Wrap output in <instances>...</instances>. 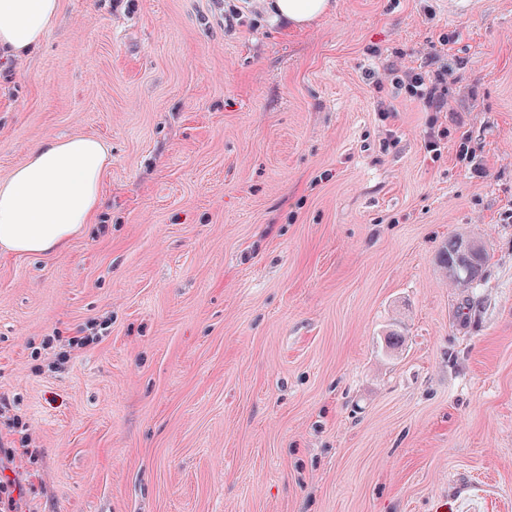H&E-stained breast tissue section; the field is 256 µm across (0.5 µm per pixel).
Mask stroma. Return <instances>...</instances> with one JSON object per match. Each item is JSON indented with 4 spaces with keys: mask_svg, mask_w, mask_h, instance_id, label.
Segmentation results:
<instances>
[{
    "mask_svg": "<svg viewBox=\"0 0 512 512\" xmlns=\"http://www.w3.org/2000/svg\"><path fill=\"white\" fill-rule=\"evenodd\" d=\"M334 2L60 0L0 61V179L47 139L112 156L66 250L0 255L22 512H512V0ZM445 34L450 111L363 80ZM267 6L274 20L284 24L303 26L323 16L330 8L331 0H270ZM463 237L450 238L439 255V263L448 279L458 288H469L476 282L486 262V253H468L460 244Z\"/></svg>",
    "mask_w": 512,
    "mask_h": 512,
    "instance_id": "35a3bbf8",
    "label": "stroma"
}]
</instances>
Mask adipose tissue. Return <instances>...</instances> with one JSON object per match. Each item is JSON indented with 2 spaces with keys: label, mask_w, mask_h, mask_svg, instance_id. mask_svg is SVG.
I'll list each match as a JSON object with an SVG mask.
<instances>
[{
  "label": "adipose tissue",
  "mask_w": 512,
  "mask_h": 512,
  "mask_svg": "<svg viewBox=\"0 0 512 512\" xmlns=\"http://www.w3.org/2000/svg\"><path fill=\"white\" fill-rule=\"evenodd\" d=\"M330 0H271L275 20L303 26L323 16ZM60 0H0V56L21 60L37 51L57 18ZM111 164L105 144L86 136L39 143L0 179V252L63 251L101 206V181Z\"/></svg>",
  "instance_id": "1"
}]
</instances>
